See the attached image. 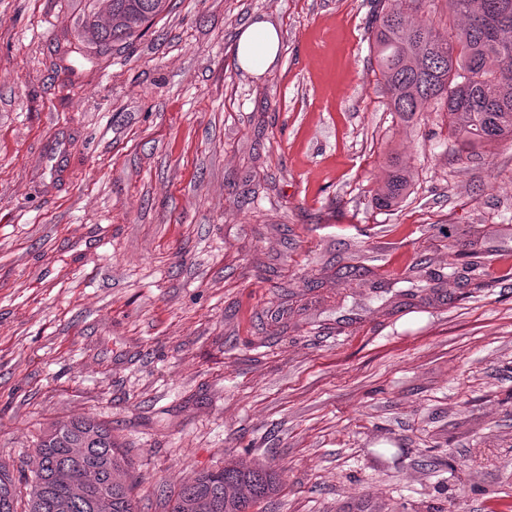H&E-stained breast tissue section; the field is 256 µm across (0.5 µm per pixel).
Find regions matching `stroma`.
Wrapping results in <instances>:
<instances>
[{
    "instance_id": "obj_1",
    "label": "stroma",
    "mask_w": 512,
    "mask_h": 512,
    "mask_svg": "<svg viewBox=\"0 0 512 512\" xmlns=\"http://www.w3.org/2000/svg\"><path fill=\"white\" fill-rule=\"evenodd\" d=\"M372 3L171 0L86 59L91 0H0L1 462L91 416L140 512L239 455L282 471L276 512H512V142L466 156L445 111L401 123ZM253 19L281 40L261 76L236 60ZM392 150L418 183L380 211ZM448 302H453L459 297H461L465 292V286L468 285V278L464 276L465 272L473 271L478 267L477 261H470L462 264L461 271L458 269V266H454L453 263L448 264ZM452 287V288H451Z\"/></svg>"
}]
</instances>
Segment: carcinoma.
<instances>
[{
  "instance_id": "1",
  "label": "carcinoma",
  "mask_w": 512,
  "mask_h": 512,
  "mask_svg": "<svg viewBox=\"0 0 512 512\" xmlns=\"http://www.w3.org/2000/svg\"><path fill=\"white\" fill-rule=\"evenodd\" d=\"M108 24L87 20L74 51L104 55L124 45L164 13L170 0H99ZM427 0H378L371 31L380 81L394 115L409 123L434 102L448 107L454 150L468 155L512 140V0L509 17L489 8L492 0H448V37L430 22H411L408 12ZM414 171L397 157L371 202L378 210L398 208L413 192ZM474 261L448 266V302L463 295ZM362 265L344 264L336 278L352 284L366 275ZM33 477L14 478L0 463V512H138L125 451L112 426L94 418L54 421L33 445ZM282 471L239 458L204 470L170 499L168 512H270L283 489ZM396 504L351 500L339 512H394Z\"/></svg>"
}]
</instances>
